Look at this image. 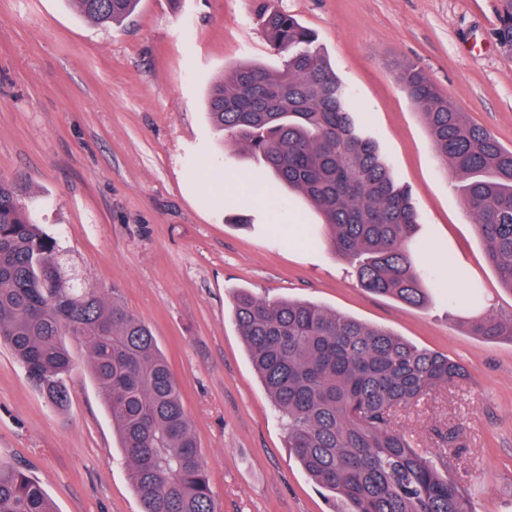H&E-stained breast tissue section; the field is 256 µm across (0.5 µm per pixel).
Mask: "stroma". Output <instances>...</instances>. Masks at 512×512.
<instances>
[{"mask_svg": "<svg viewBox=\"0 0 512 512\" xmlns=\"http://www.w3.org/2000/svg\"><path fill=\"white\" fill-rule=\"evenodd\" d=\"M317 36L417 208L425 276L445 256L483 309L512 316V291L484 259L475 221L432 148L391 61L413 62L456 106L512 147V46L505 0H273ZM248 0H140L119 25L75 0H0V177L55 238L64 275L113 293L152 329L179 384L219 512H333L290 455L234 320L232 293L309 301L463 364L468 377L394 422L416 447L457 436L449 475L479 482L476 512H512V342L464 326L471 310L432 292L412 308L362 288L348 261L313 245L323 227L299 193L255 195L234 171L258 160L222 141L212 85L242 64L282 69ZM64 408L0 345V462L37 480L56 512H140L112 418L67 339Z\"/></svg>", "mask_w": 512, "mask_h": 512, "instance_id": "35a3bbf8", "label": "stroma"}]
</instances>
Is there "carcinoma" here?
<instances>
[{
	"label": "carcinoma",
	"mask_w": 512,
	"mask_h": 512,
	"mask_svg": "<svg viewBox=\"0 0 512 512\" xmlns=\"http://www.w3.org/2000/svg\"><path fill=\"white\" fill-rule=\"evenodd\" d=\"M82 16L119 22L138 0H75ZM275 50L278 72L245 64L211 88L208 112L224 140L257 158L273 180L249 184L278 198L285 186L320 214L322 244L343 256L360 285L413 308L430 287L452 298L461 285L418 270L411 243L417 213L377 142L356 128L347 93L316 46L312 31L271 0H249ZM512 45V0L498 31ZM396 76L423 115L436 154L459 182L486 261L512 291V148L451 105L414 63ZM474 309L465 327L493 342L512 341V318ZM235 322L303 470L341 503V512H475L472 490L448 476V447L413 445L393 422L459 384L466 370L448 356L417 347L311 302L270 301L239 289ZM89 352L87 373L112 417L142 512H216L208 473L171 367L150 327L97 288H76L60 273L56 241L25 207L15 183L0 178V342L54 406L68 402L73 369L64 338ZM0 512H55L42 486L0 465Z\"/></svg>",
	"instance_id": "carcinoma-1"
}]
</instances>
